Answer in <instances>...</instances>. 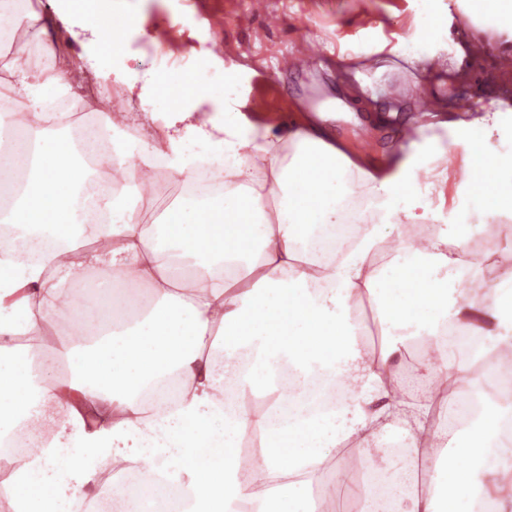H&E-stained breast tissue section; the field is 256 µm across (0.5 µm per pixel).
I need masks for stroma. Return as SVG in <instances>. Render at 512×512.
Returning <instances> with one entry per match:
<instances>
[{"label":"stroma","mask_w":512,"mask_h":512,"mask_svg":"<svg viewBox=\"0 0 512 512\" xmlns=\"http://www.w3.org/2000/svg\"><path fill=\"white\" fill-rule=\"evenodd\" d=\"M427 12L460 37L495 43L498 54L478 55L471 68L452 74L451 46L434 41L432 62L405 63L391 49L425 37ZM125 26L121 51L131 70H151L159 48L172 70L207 56L241 75L247 115L261 124L276 126L291 114L311 117L328 98H347L361 125L338 120L332 127L357 153L395 142L404 120L421 114L422 102L455 106L467 99L463 114L474 118L492 99H512V68L499 64L512 58V28L474 31L461 0H266L262 15L251 11L249 0H137ZM311 43L320 51L310 62L278 70L281 55L304 53Z\"/></svg>","instance_id":"stroma-1"}]
</instances>
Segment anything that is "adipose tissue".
Listing matches in <instances>:
<instances>
[{
	"label": "adipose tissue",
	"mask_w": 512,
	"mask_h": 512,
	"mask_svg": "<svg viewBox=\"0 0 512 512\" xmlns=\"http://www.w3.org/2000/svg\"><path fill=\"white\" fill-rule=\"evenodd\" d=\"M14 23L44 63L0 79V168L26 181L0 180V512H334L335 470L361 512H512V392L486 388L512 233L469 247L474 214L512 222V111L352 155L322 122H252L202 61L182 100L141 86L157 135L132 143L126 113L71 121L43 15ZM159 173L180 192L146 224L131 195Z\"/></svg>",
	"instance_id": "adipose-tissue-1"
}]
</instances>
